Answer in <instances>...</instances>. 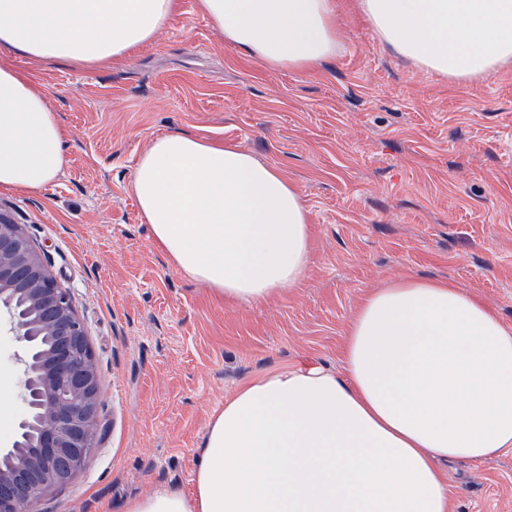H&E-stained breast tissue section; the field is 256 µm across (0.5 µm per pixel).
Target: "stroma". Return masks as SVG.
<instances>
[{
	"mask_svg": "<svg viewBox=\"0 0 512 512\" xmlns=\"http://www.w3.org/2000/svg\"><path fill=\"white\" fill-rule=\"evenodd\" d=\"M336 6L340 48L312 74L228 48L198 0L121 64L21 59L64 130V164L0 202L70 294L99 377L90 463L42 512H123L162 485L191 495L198 445L237 388L338 369L362 296L402 274L469 289L512 328V65L449 81L380 42L354 0ZM177 132L236 144L299 187L301 285L227 305L158 250L132 173ZM445 475L452 512H512V450Z\"/></svg>",
	"mask_w": 512,
	"mask_h": 512,
	"instance_id": "stroma-1",
	"label": "stroma"
}]
</instances>
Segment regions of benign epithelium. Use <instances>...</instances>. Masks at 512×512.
Listing matches in <instances>:
<instances>
[{"instance_id": "benign-epithelium-1", "label": "benign epithelium", "mask_w": 512, "mask_h": 512, "mask_svg": "<svg viewBox=\"0 0 512 512\" xmlns=\"http://www.w3.org/2000/svg\"><path fill=\"white\" fill-rule=\"evenodd\" d=\"M0 320L23 349L25 412L11 445L35 455L0 465V512H40V503L87 468L95 441L98 381L86 329L70 296L46 269L17 224L0 222Z\"/></svg>"}]
</instances>
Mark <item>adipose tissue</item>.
<instances>
[{
    "label": "adipose tissue",
    "mask_w": 512,
    "mask_h": 512,
    "mask_svg": "<svg viewBox=\"0 0 512 512\" xmlns=\"http://www.w3.org/2000/svg\"><path fill=\"white\" fill-rule=\"evenodd\" d=\"M224 43L312 73L339 46L335 0H199ZM378 38L451 80L512 64V0H357ZM179 0H0V190L48 186L64 131L19 58L90 66L127 57ZM132 188L162 253L230 303L299 286L308 210L283 172L239 146L156 137ZM512 449V328L469 289L401 275L367 292L340 367L269 371L210 420L192 497L161 486L124 512H450L444 469Z\"/></svg>",
    "instance_id": "adipose-tissue-1"
}]
</instances>
